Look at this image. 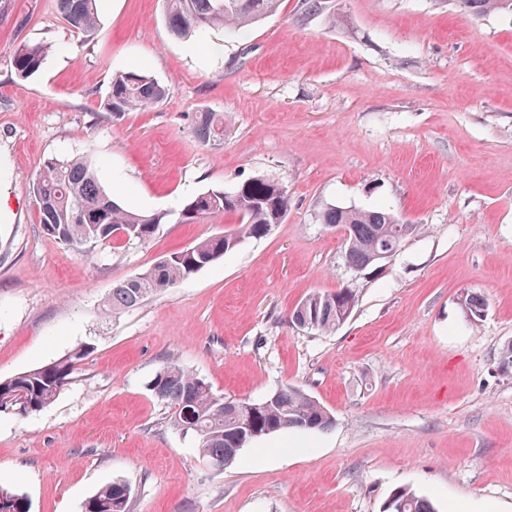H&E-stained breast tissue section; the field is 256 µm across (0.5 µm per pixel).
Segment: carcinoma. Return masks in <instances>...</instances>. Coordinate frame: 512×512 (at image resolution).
Returning <instances> with one entry per match:
<instances>
[{
  "label": "carcinoma",
  "instance_id": "obj_1",
  "mask_svg": "<svg viewBox=\"0 0 512 512\" xmlns=\"http://www.w3.org/2000/svg\"><path fill=\"white\" fill-rule=\"evenodd\" d=\"M98 0H57L60 14L74 32L87 34L99 22ZM280 0H165V25L175 38L186 39L195 32L216 26L224 32L243 35L253 24L278 11ZM461 9L475 16L512 11V0H457ZM53 46L44 42H21L13 50L11 64L16 77L27 79L44 66ZM166 88L143 71H126L112 77L109 92L100 103L112 118L144 110L164 99ZM196 132L203 142L224 139V114L201 112L195 116ZM32 198L39 223L47 235L66 246L84 243L107 245L120 231L128 240L149 242L163 212L132 211L101 185L87 156L48 159L32 181ZM288 213L285 187L269 176H255L231 189H209L188 198L180 221L194 223L217 215L237 218L235 233L213 235L192 246L173 252L150 269L112 288L114 309L132 308L151 295L175 287L209 264L233 253L224 248L230 240L239 244L246 238L267 235ZM318 221L327 226L345 224L349 232L344 247V263L352 273L371 274L367 256L374 250H399L407 235L397 215L389 208L372 209L331 206ZM461 308L471 320L484 316L486 302L474 293L462 294ZM302 315L291 321L306 323L305 329L332 332L341 325L338 312L358 303L357 289L348 286L332 294H312L306 298ZM89 351L80 345L71 353L13 377L0 379V413L25 418L49 405L60 393L78 363ZM150 390L169 408L173 425L198 440L202 456L217 467L235 458L237 452L257 439L295 429L324 431L333 426L330 412L318 400L298 387L281 389L255 404L226 400L215 395L207 381L175 362L161 367L150 380ZM129 486L114 481L102 487L85 503L84 512H129ZM0 512H30L28 499L0 487ZM383 512H435L431 501L400 488L385 502Z\"/></svg>",
  "mask_w": 512,
  "mask_h": 512
}]
</instances>
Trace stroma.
<instances>
[{
    "label": "stroma",
    "mask_w": 512,
    "mask_h": 512,
    "mask_svg": "<svg viewBox=\"0 0 512 512\" xmlns=\"http://www.w3.org/2000/svg\"><path fill=\"white\" fill-rule=\"evenodd\" d=\"M163 0H99L74 33L57 0H0V379L81 343L55 401L0 414V485L31 512H83L105 484L130 512H382L393 491L437 512H512V14L456 0H302L229 37L169 35ZM24 41L52 44L40 72L11 67ZM168 89L113 119L115 73ZM220 112V143L195 131ZM89 155L102 186L164 212L150 242L69 248L46 235L29 183L46 159ZM259 174L281 180L288 213L261 238L142 304L107 312L115 284L235 227L182 223L184 201ZM389 206L413 232L332 332L290 311L350 283L328 206ZM482 296L470 321L463 293ZM174 361L219 396L261 401L284 386L336 423L286 430L216 467L174 428L149 388Z\"/></svg>",
    "instance_id": "35a3bbf8"
}]
</instances>
